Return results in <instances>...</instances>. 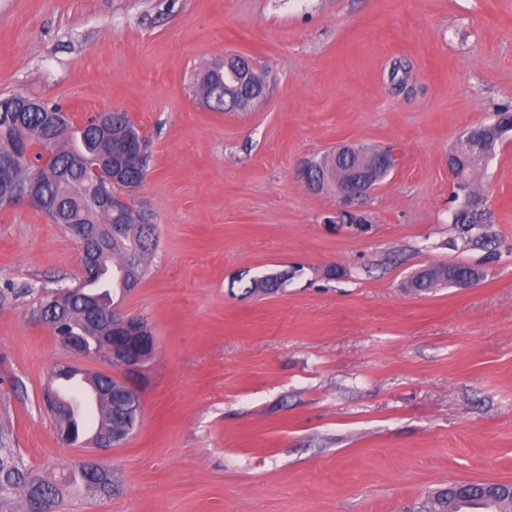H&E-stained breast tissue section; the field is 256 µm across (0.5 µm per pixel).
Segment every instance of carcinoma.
Here are the masks:
<instances>
[{"label":"carcinoma","instance_id":"1","mask_svg":"<svg viewBox=\"0 0 512 512\" xmlns=\"http://www.w3.org/2000/svg\"><path fill=\"white\" fill-rule=\"evenodd\" d=\"M196 83L199 97L211 100L220 94L215 109H224V101L235 100L241 93L232 78L222 71L205 66ZM22 94L0 97V167L10 169V180H0V206L22 196L21 190L31 181L38 185L39 199L34 207L54 222L70 229L71 224H90L96 227L117 226L120 232L99 248L97 268L100 274L112 269V292L104 294L98 307L107 310L114 304V296H123L139 284L156 243L155 224L134 207L113 210L102 203L96 193V181L90 172L93 166L107 168L128 152L133 144L143 139L137 126L124 112L112 113L110 122L99 126L75 125V132L64 134L48 121V111L59 107L46 104L44 112L23 110ZM480 162H463L461 185L467 191L457 211L454 227L463 248H480L488 241L490 214L485 209L486 198L475 187L472 179ZM148 173V157L130 168L120 192L128 183L142 184ZM473 273L470 266L454 265L453 275L445 276L443 266L420 269L412 276L408 288L417 293L433 291L443 280L453 281ZM290 276L273 272L249 279L243 295L272 294L283 289ZM58 289L46 292L40 300L37 313L51 318L53 335L84 337L90 354L102 351L99 336L103 326L88 313L86 300L78 295L64 309H58ZM86 380L99 391L102 400V425L97 436L103 437L112 429L124 428L133 432L141 411L139 397L131 394L123 380H106L99 374H90ZM47 408L56 426H68L79 432L69 404L62 401L55 390L46 393ZM32 470L23 463L17 449L11 447L10 430L0 426V512H11L17 497H24L25 512H56L63 503V487L79 476L81 484L93 496L106 497L115 481L112 472L92 470L77 460L71 469L59 475L46 474L37 480ZM499 512H512V500L504 499L495 506ZM487 498L467 495L465 483H455L428 496L421 512H489Z\"/></svg>","mask_w":512,"mask_h":512}]
</instances>
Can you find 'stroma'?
<instances>
[{
	"label": "stroma",
	"instance_id": "35a3bbf8",
	"mask_svg": "<svg viewBox=\"0 0 512 512\" xmlns=\"http://www.w3.org/2000/svg\"><path fill=\"white\" fill-rule=\"evenodd\" d=\"M239 54L274 82L247 112L193 92ZM80 121L108 105L149 141L135 195L157 226L120 302L157 341L139 423L101 462L112 496L61 512H410L452 482L512 483V132L479 171L487 248L454 246L448 153L512 108V0H0V96ZM343 143L398 167L327 224L335 191L304 160ZM79 243L32 206L0 208V425L37 471L61 446L42 400L73 359L34 310L75 284ZM483 269L478 287L418 295L424 266ZM288 271L286 288L242 283Z\"/></svg>",
	"mask_w": 512,
	"mask_h": 512
}]
</instances>
